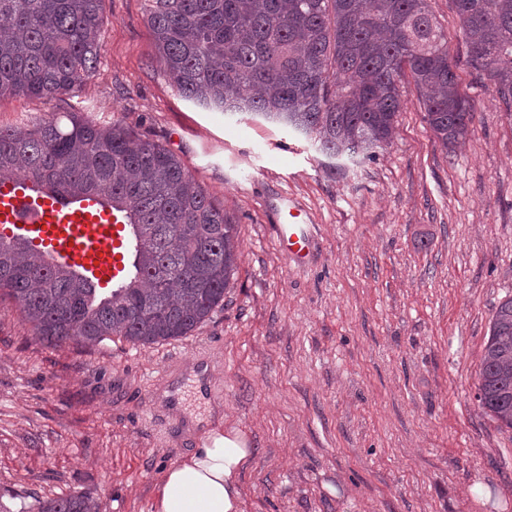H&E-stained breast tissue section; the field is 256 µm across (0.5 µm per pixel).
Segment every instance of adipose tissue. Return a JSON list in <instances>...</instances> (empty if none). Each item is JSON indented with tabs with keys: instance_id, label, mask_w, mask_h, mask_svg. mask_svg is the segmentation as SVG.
Returning a JSON list of instances; mask_svg holds the SVG:
<instances>
[{
	"instance_id": "ef3b65f1",
	"label": "adipose tissue",
	"mask_w": 512,
	"mask_h": 512,
	"mask_svg": "<svg viewBox=\"0 0 512 512\" xmlns=\"http://www.w3.org/2000/svg\"><path fill=\"white\" fill-rule=\"evenodd\" d=\"M253 457L241 430L209 428L200 447L166 471L155 512H246L239 479Z\"/></svg>"
}]
</instances>
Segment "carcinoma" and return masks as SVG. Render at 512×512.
Listing matches in <instances>:
<instances>
[{
	"instance_id": "obj_1",
	"label": "carcinoma",
	"mask_w": 512,
	"mask_h": 512,
	"mask_svg": "<svg viewBox=\"0 0 512 512\" xmlns=\"http://www.w3.org/2000/svg\"><path fill=\"white\" fill-rule=\"evenodd\" d=\"M156 62L182 96L248 113L314 140L331 160L371 161L389 145L410 75L425 121L448 153L467 137L474 100L460 92L448 34L427 0H145ZM103 0H0V97L53 96L98 64ZM468 66L512 121V0H453ZM0 174L72 198L96 193L133 243L129 282L101 296L24 240H0V294L36 339L96 347L188 335L218 306L237 264L235 225L177 157L124 127L76 112L19 132L0 128ZM478 406L512 429V297L497 306L481 359ZM84 496L38 512H92Z\"/></svg>"
}]
</instances>
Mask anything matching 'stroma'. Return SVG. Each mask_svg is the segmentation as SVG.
I'll return each mask as SVG.
<instances>
[{
    "label": "stroma",
    "mask_w": 512,
    "mask_h": 512,
    "mask_svg": "<svg viewBox=\"0 0 512 512\" xmlns=\"http://www.w3.org/2000/svg\"><path fill=\"white\" fill-rule=\"evenodd\" d=\"M428 6L477 109L451 153L409 77L392 143L347 169L286 126L206 111L156 65L145 0H104L81 89L0 99L2 128L75 112L162 145L239 242L223 306L178 339L48 345L0 301V512L77 494L96 512H154L165 471L203 437L159 401L171 353L185 411L220 408L256 450L246 512H512V430L474 399L512 296V124L470 72L452 0ZM292 205L312 234L302 262L278 235ZM202 352L220 361L214 398L189 380Z\"/></svg>",
    "instance_id": "obj_1"
}]
</instances>
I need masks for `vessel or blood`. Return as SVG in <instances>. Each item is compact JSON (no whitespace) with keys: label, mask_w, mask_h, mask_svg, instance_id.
Here are the masks:
<instances>
[{"label":"vessel or blood","mask_w":512,"mask_h":512,"mask_svg":"<svg viewBox=\"0 0 512 512\" xmlns=\"http://www.w3.org/2000/svg\"><path fill=\"white\" fill-rule=\"evenodd\" d=\"M279 233L289 254H305V225L292 222ZM0 238L25 240L48 261L106 290L124 279L131 257L126 225L100 196L74 199L35 189L19 176L0 182Z\"/></svg>","instance_id":"obj_1"}]
</instances>
